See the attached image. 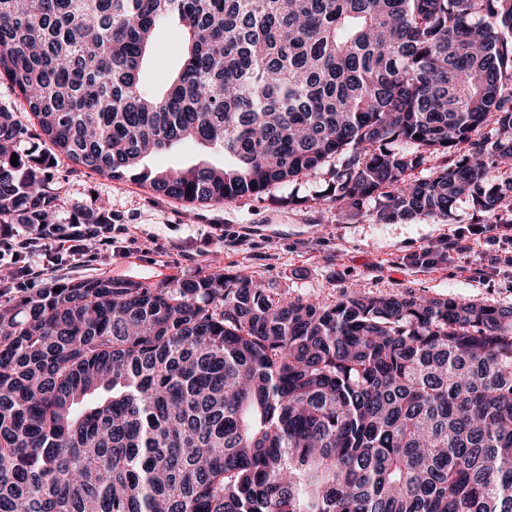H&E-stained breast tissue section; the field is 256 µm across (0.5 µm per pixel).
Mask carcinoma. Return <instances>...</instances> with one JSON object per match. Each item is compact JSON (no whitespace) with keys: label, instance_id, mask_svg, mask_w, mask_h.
<instances>
[{"label":"carcinoma","instance_id":"1","mask_svg":"<svg viewBox=\"0 0 512 512\" xmlns=\"http://www.w3.org/2000/svg\"><path fill=\"white\" fill-rule=\"evenodd\" d=\"M171 19L181 66L150 93ZM0 78L57 153L165 197H259L334 158L323 196L379 224L512 214V0H0ZM28 135L1 106L0 224L54 223ZM183 142L224 164L140 168ZM426 151L447 164L414 179ZM0 512H512V307L320 306L221 272L18 288ZM182 32L176 22L162 25L157 33L149 63L143 75L146 90L163 86L175 64V51L182 41Z\"/></svg>","mask_w":512,"mask_h":512}]
</instances>
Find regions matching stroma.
Segmentation results:
<instances>
[{
	"instance_id": "35a3bbf8",
	"label": "stroma",
	"mask_w": 512,
	"mask_h": 512,
	"mask_svg": "<svg viewBox=\"0 0 512 512\" xmlns=\"http://www.w3.org/2000/svg\"><path fill=\"white\" fill-rule=\"evenodd\" d=\"M182 41L177 23L162 25L143 75L146 90L163 86ZM221 153L184 142L144 161L153 170L221 164ZM330 175L281 184L259 197L191 205L154 194L138 181H114L66 157L57 158L51 182L59 195L56 220L105 204L117 230L110 244L90 240L84 256L65 258L38 280L47 288L60 281L106 275L145 285L182 281L215 271L245 273L275 296L333 304L359 292L391 296H453L476 303L512 306V267L492 268L489 247L474 240L468 252L431 268L412 255L447 246L473 221L469 203L458 202L448 219L416 218L376 223L369 213L337 212L330 201L315 202ZM298 204H289V197Z\"/></svg>"
}]
</instances>
